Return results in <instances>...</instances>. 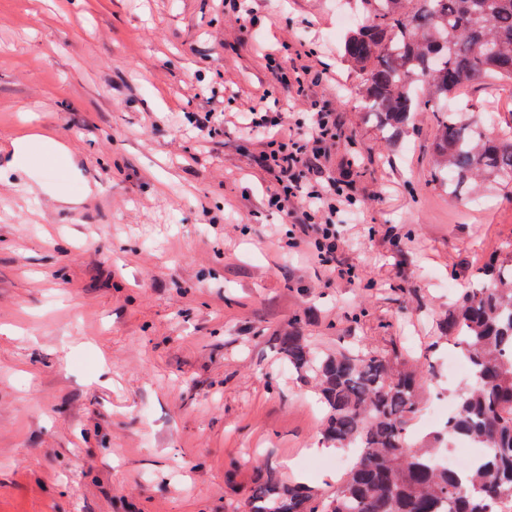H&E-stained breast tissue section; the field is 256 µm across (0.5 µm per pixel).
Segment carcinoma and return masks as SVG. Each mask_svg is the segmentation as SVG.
<instances>
[{"label": "carcinoma", "mask_w": 512, "mask_h": 512, "mask_svg": "<svg viewBox=\"0 0 512 512\" xmlns=\"http://www.w3.org/2000/svg\"><path fill=\"white\" fill-rule=\"evenodd\" d=\"M361 22L346 35L343 58L359 79L365 114L394 142L417 112L435 125L432 165L448 196L484 179L512 185V126L491 136L448 97L485 78L512 81V0H352ZM479 288H463L441 312L442 334L467 359L470 382L429 444L415 441L422 382L435 375L436 348L423 362L392 346L311 348L302 320L274 335L280 359L313 378L324 410L323 439L357 457L324 497L298 481L259 469L248 512H512V249L490 257ZM444 440L482 454L454 470L436 463Z\"/></svg>", "instance_id": "cac0c4a2"}]
</instances>
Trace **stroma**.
<instances>
[{
  "label": "stroma",
  "mask_w": 512,
  "mask_h": 512,
  "mask_svg": "<svg viewBox=\"0 0 512 512\" xmlns=\"http://www.w3.org/2000/svg\"><path fill=\"white\" fill-rule=\"evenodd\" d=\"M336 2L255 0L246 16L224 0H0V156L33 117L72 159L0 176V512H247L266 464L330 493L346 467H304L323 413L273 331L299 314L319 348L424 351L431 310L512 244V185L449 198L431 116L393 145L364 120ZM280 45L328 73L309 94L344 135L332 170L355 155L366 201L336 261L372 287L328 283L286 247L257 202L258 139L190 120L261 109ZM456 100L512 121V83Z\"/></svg>",
  "instance_id": "obj_1"
}]
</instances>
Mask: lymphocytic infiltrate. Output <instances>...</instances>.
<instances>
[{
  "mask_svg": "<svg viewBox=\"0 0 512 512\" xmlns=\"http://www.w3.org/2000/svg\"><path fill=\"white\" fill-rule=\"evenodd\" d=\"M264 111L235 113L260 141L258 170L269 178L261 199L264 208L291 221V244L319 261L330 279L354 283V268L336 263L340 215L355 206L352 169L334 177L326 172L332 151L340 138L334 112L311 103L303 112H285L273 95L264 98Z\"/></svg>",
  "mask_w": 512,
  "mask_h": 512,
  "instance_id": "lymphocytic-infiltrate-1",
  "label": "lymphocytic infiltrate"
}]
</instances>
